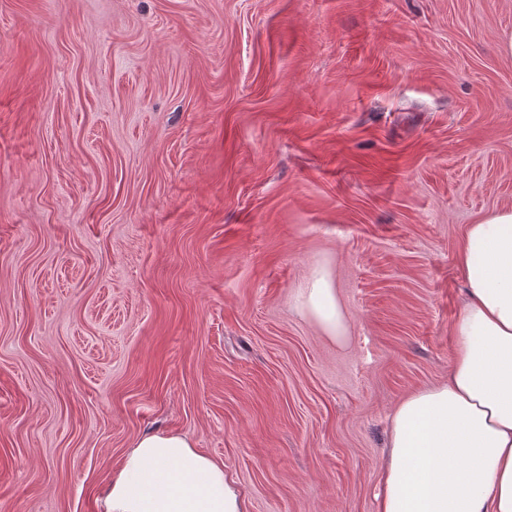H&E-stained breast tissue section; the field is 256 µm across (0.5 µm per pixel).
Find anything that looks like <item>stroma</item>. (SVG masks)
Listing matches in <instances>:
<instances>
[{
	"label": "stroma",
	"instance_id": "stroma-1",
	"mask_svg": "<svg viewBox=\"0 0 512 512\" xmlns=\"http://www.w3.org/2000/svg\"><path fill=\"white\" fill-rule=\"evenodd\" d=\"M507 31L512 0H0V512H102L169 431L249 512H377L465 232L512 209ZM300 308L316 320L320 327L335 341H342L346 327L336 288L329 274L322 268L316 269L299 296Z\"/></svg>",
	"mask_w": 512,
	"mask_h": 512
}]
</instances>
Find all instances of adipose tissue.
<instances>
[{
  "instance_id": "adipose-tissue-1",
  "label": "adipose tissue",
  "mask_w": 512,
  "mask_h": 512,
  "mask_svg": "<svg viewBox=\"0 0 512 512\" xmlns=\"http://www.w3.org/2000/svg\"><path fill=\"white\" fill-rule=\"evenodd\" d=\"M459 266L448 380L395 408L378 512H512V209L471 224ZM300 308L333 340L346 330L336 289L316 269ZM103 512H248L224 465L177 432L141 437L123 456Z\"/></svg>"
}]
</instances>
